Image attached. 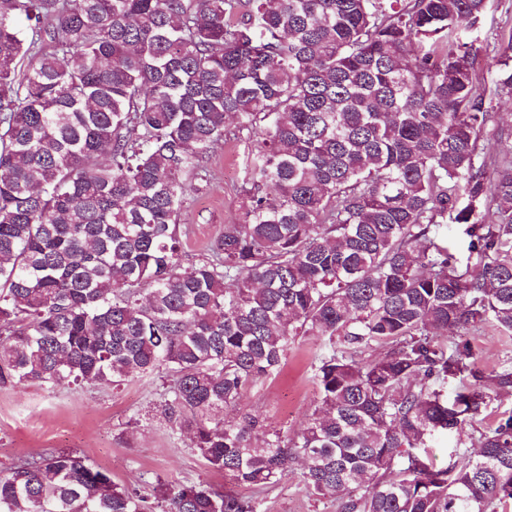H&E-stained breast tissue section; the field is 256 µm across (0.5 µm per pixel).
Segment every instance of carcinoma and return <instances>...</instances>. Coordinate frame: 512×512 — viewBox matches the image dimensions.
<instances>
[{
	"label": "carcinoma",
	"mask_w": 512,
	"mask_h": 512,
	"mask_svg": "<svg viewBox=\"0 0 512 512\" xmlns=\"http://www.w3.org/2000/svg\"><path fill=\"white\" fill-rule=\"evenodd\" d=\"M487 2L0 0V386L158 376L171 433L237 484L299 462L338 512H507L512 366L484 372L467 340L512 332V160H492L475 68ZM492 60L512 91V35ZM231 129L251 144L238 218L186 268L177 218ZM306 336L304 426L227 417ZM442 432L463 452L438 468ZM0 512L257 500L123 486L48 451L0 471Z\"/></svg>",
	"instance_id": "obj_1"
}]
</instances>
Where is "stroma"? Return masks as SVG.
Masks as SVG:
<instances>
[{
  "label": "stroma",
  "instance_id": "stroma-1",
  "mask_svg": "<svg viewBox=\"0 0 512 512\" xmlns=\"http://www.w3.org/2000/svg\"><path fill=\"white\" fill-rule=\"evenodd\" d=\"M509 34L512 0H489L480 61L494 55L497 36ZM249 153V143L233 139L214 149L207 183L187 198L179 216L187 229L186 262L198 260L224 226L235 223ZM318 347V340L308 337L289 349L282 372L248 391L242 410L277 426L299 428L317 396L312 362ZM473 347L485 370L512 363V333L481 329ZM159 386V378L135 377L116 390L0 388V470L18 457L57 448L84 456L121 485L161 477L235 490L234 482L207 469L192 452L188 435L171 434L161 415ZM256 498L258 512H337L335 498L315 499L295 474Z\"/></svg>",
  "mask_w": 512,
  "mask_h": 512
}]
</instances>
